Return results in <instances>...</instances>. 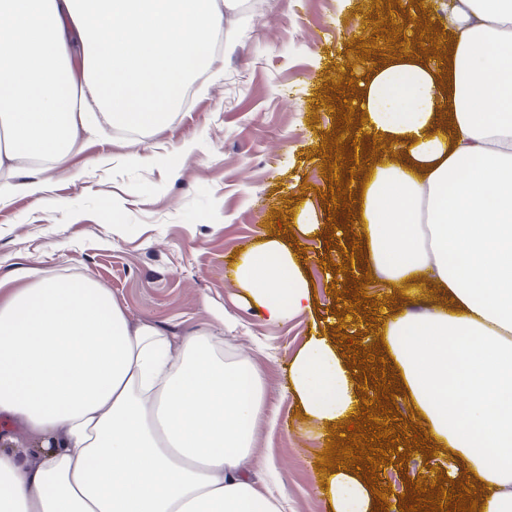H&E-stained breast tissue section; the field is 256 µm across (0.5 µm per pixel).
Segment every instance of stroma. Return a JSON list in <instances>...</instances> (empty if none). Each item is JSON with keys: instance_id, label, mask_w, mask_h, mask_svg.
<instances>
[{"instance_id": "1", "label": "stroma", "mask_w": 512, "mask_h": 512, "mask_svg": "<svg viewBox=\"0 0 512 512\" xmlns=\"http://www.w3.org/2000/svg\"><path fill=\"white\" fill-rule=\"evenodd\" d=\"M390 17L388 0H240L225 12L213 75L191 80L166 126L143 133L112 129L83 139L47 187L0 201V276L18 268L38 276L87 275L109 288L135 322L166 328L172 343L197 329L225 337L261 374L271 422L255 434L250 478L271 485L284 512H330L323 480L334 437L301 413L287 390L288 366L316 318L342 300L327 276L343 241L303 239L302 272L314 309L284 323L247 304L235 279L241 255L313 205L330 216L340 180L328 138L342 99L343 65L391 48L372 16ZM194 150L171 163L175 147ZM400 428L403 459L433 487L435 505L453 512L459 492L448 452L413 442L420 424L404 400L376 411Z\"/></svg>"}]
</instances>
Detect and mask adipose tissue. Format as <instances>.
<instances>
[{"label":"adipose tissue","mask_w":512,"mask_h":512,"mask_svg":"<svg viewBox=\"0 0 512 512\" xmlns=\"http://www.w3.org/2000/svg\"><path fill=\"white\" fill-rule=\"evenodd\" d=\"M235 3L0 0V197L18 191L19 163L40 188L102 126H165ZM398 15L422 42L351 71L335 152L359 177L332 231L395 298L357 322L377 326L385 385L447 449L462 507L512 512V0H399ZM235 277L271 322L313 308L286 235ZM365 368L318 328L288 391L310 421L344 426L363 412ZM266 415L258 369L211 331L175 347L93 278L0 277V422L47 442L33 460L0 448V512H280L250 479ZM325 494L333 512L380 510L351 464Z\"/></svg>","instance_id":"1"}]
</instances>
